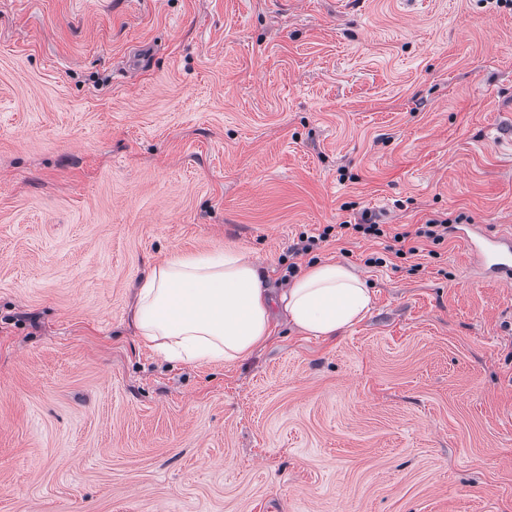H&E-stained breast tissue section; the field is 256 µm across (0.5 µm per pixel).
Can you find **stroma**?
Returning a JSON list of instances; mask_svg holds the SVG:
<instances>
[{"instance_id":"1","label":"stroma","mask_w":512,"mask_h":512,"mask_svg":"<svg viewBox=\"0 0 512 512\" xmlns=\"http://www.w3.org/2000/svg\"><path fill=\"white\" fill-rule=\"evenodd\" d=\"M457 217L368 259L358 222ZM512 5L0 0V512H512ZM270 287L348 266L370 313L242 362L132 321L174 251ZM472 252L498 281L504 285L512 284L511 234L487 237L481 242H475L472 244Z\"/></svg>"}]
</instances>
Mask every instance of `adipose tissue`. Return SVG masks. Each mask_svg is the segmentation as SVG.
Returning <instances> with one entry per match:
<instances>
[{"instance_id": "obj_1", "label": "adipose tissue", "mask_w": 512, "mask_h": 512, "mask_svg": "<svg viewBox=\"0 0 512 512\" xmlns=\"http://www.w3.org/2000/svg\"><path fill=\"white\" fill-rule=\"evenodd\" d=\"M371 291L350 268L318 263L272 296L258 263L239 247L223 255L170 253L139 281L133 321L168 359L239 362L270 336L273 307L302 332L323 338L362 321Z\"/></svg>"}]
</instances>
